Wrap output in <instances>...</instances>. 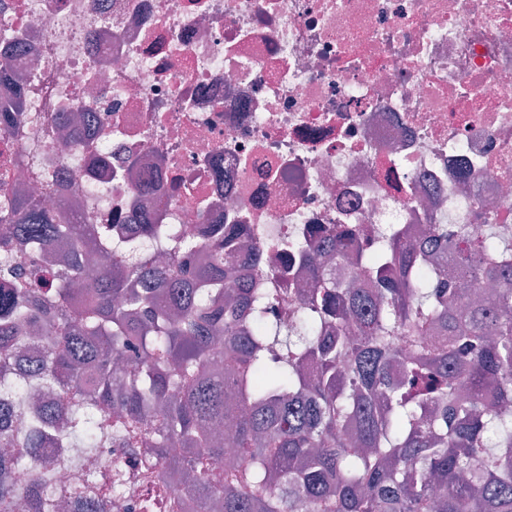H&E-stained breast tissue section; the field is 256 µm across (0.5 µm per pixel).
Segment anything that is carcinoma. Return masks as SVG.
I'll use <instances>...</instances> for the list:
<instances>
[{"instance_id": "cac0c4a2", "label": "carcinoma", "mask_w": 512, "mask_h": 512, "mask_svg": "<svg viewBox=\"0 0 512 512\" xmlns=\"http://www.w3.org/2000/svg\"><path fill=\"white\" fill-rule=\"evenodd\" d=\"M0 512H55L92 502L99 483L121 498L127 473L102 460L50 486L35 461L67 448L70 463L102 448L159 449L150 474L186 449L184 475L223 512H512V291L491 301L468 288L512 282V250L491 224L434 225L421 240L392 231L352 257L333 229L281 247L315 278L297 329L267 321L274 297L225 288L236 242L213 230L209 262L184 234L165 266L139 250L157 224L121 241L112 226L67 224L0 181ZM108 260L84 278L85 250ZM355 259L347 281L323 258ZM40 355H25L29 343ZM55 392L29 412L28 385ZM121 422L102 432L97 417ZM227 459L214 472L210 459ZM482 469L472 467L474 460ZM153 485L137 512H162Z\"/></svg>"}]
</instances>
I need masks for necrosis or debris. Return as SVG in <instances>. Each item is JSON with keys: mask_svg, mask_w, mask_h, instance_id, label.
<instances>
[{"mask_svg": "<svg viewBox=\"0 0 512 512\" xmlns=\"http://www.w3.org/2000/svg\"><path fill=\"white\" fill-rule=\"evenodd\" d=\"M18 35L0 177L119 238L233 228L282 332L311 272L281 241L487 222L512 247V0H0Z\"/></svg>", "mask_w": 512, "mask_h": 512, "instance_id": "obj_1", "label": "necrosis or debris"}]
</instances>
